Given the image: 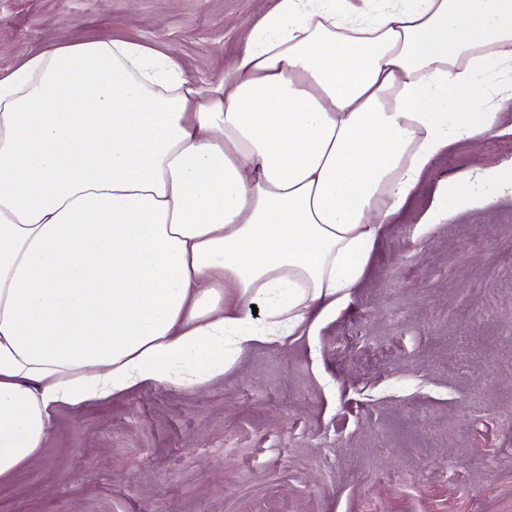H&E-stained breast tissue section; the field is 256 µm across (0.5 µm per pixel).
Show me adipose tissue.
I'll return each mask as SVG.
<instances>
[{"instance_id": "1", "label": "adipose tissue", "mask_w": 512, "mask_h": 512, "mask_svg": "<svg viewBox=\"0 0 512 512\" xmlns=\"http://www.w3.org/2000/svg\"><path fill=\"white\" fill-rule=\"evenodd\" d=\"M500 59L512 0H278L204 86L121 39L1 78L0 477L57 407L206 386L334 314L432 158L497 133ZM481 183L512 162L441 180L423 223Z\"/></svg>"}]
</instances>
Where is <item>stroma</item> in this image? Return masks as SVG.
Wrapping results in <instances>:
<instances>
[{"label":"stroma","mask_w":512,"mask_h":512,"mask_svg":"<svg viewBox=\"0 0 512 512\" xmlns=\"http://www.w3.org/2000/svg\"><path fill=\"white\" fill-rule=\"evenodd\" d=\"M277 0H0V76L78 39L176 51L190 77L233 69ZM487 107L382 225L348 302L257 343L206 388H135L62 406L0 512H512V195L424 224L437 183L512 161V65Z\"/></svg>","instance_id":"stroma-1"}]
</instances>
